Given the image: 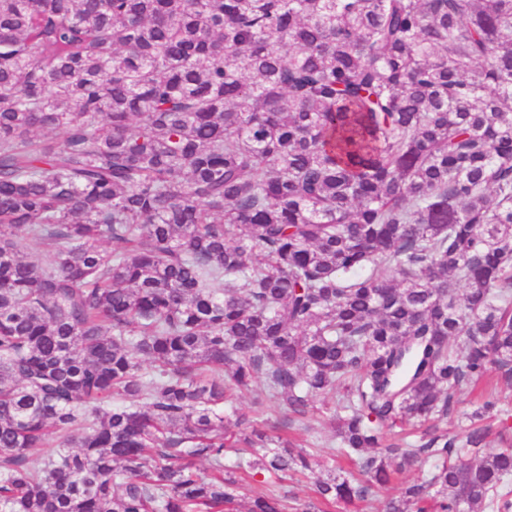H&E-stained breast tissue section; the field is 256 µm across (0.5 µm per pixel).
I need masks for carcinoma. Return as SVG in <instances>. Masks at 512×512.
Segmentation results:
<instances>
[{"instance_id": "carcinoma-1", "label": "carcinoma", "mask_w": 512, "mask_h": 512, "mask_svg": "<svg viewBox=\"0 0 512 512\" xmlns=\"http://www.w3.org/2000/svg\"><path fill=\"white\" fill-rule=\"evenodd\" d=\"M493 370L512 381V0H0V512H234L224 449L313 472L272 432L318 399L357 474L302 512L427 458L385 512H512L495 402L438 427ZM257 381L280 417L230 431Z\"/></svg>"}]
</instances>
